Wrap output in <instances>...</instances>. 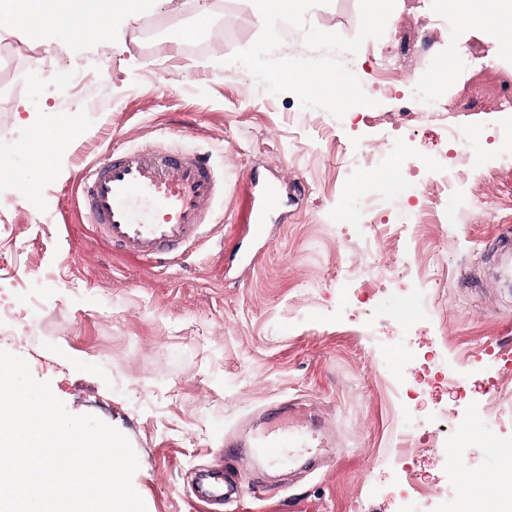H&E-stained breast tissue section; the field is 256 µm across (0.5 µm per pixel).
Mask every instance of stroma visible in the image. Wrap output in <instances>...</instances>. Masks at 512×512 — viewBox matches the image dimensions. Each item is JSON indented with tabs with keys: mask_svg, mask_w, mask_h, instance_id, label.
Wrapping results in <instances>:
<instances>
[{
	"mask_svg": "<svg viewBox=\"0 0 512 512\" xmlns=\"http://www.w3.org/2000/svg\"><path fill=\"white\" fill-rule=\"evenodd\" d=\"M412 0H297L294 15L267 32L255 0H184L181 12L113 20L106 45L60 42L44 33L48 62L33 63L25 32L0 37L13 57L0 89V290L12 315L0 350L24 358L74 415L119 429L139 460L132 482L146 512H196L192 484L203 471L239 469L244 498L208 512H399L409 493L420 512H462L469 477L499 512L512 503V288L498 270L500 239L512 240V112L494 108L512 84V52L486 71L454 67L444 84L459 103L474 165L457 192L440 193L425 223L396 224L374 253L401 274L371 299L345 280L362 243L349 214L364 197L415 202L417 162L452 160L448 115L425 111L426 83L466 43L506 40L471 24L447 41L423 31L402 37ZM214 23L211 50L148 46L159 26ZM412 70L395 96L369 91L368 56L389 48ZM112 62L109 73L73 87L75 70ZM328 69L347 84L345 107L272 84L271 73ZM80 114V134L36 168L23 121L52 126ZM209 152L224 172L212 224L181 264L159 267L114 252L81 215V167L115 148L151 145ZM401 143L415 162L392 191L372 179L374 148ZM362 193H351L354 183ZM269 183L283 196L263 235L251 230L254 198ZM37 187V194L25 191ZM429 312L408 314L420 282ZM37 288L40 308L23 298ZM458 389L426 382L438 357ZM413 387L410 411L426 440L402 443L396 383ZM313 405L336 429L328 448H288L275 462L243 465L224 455V435L260 407Z\"/></svg>",
	"mask_w": 512,
	"mask_h": 512,
	"instance_id": "obj_1",
	"label": "stroma"
}]
</instances>
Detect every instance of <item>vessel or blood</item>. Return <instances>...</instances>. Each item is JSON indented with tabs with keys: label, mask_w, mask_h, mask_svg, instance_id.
I'll return each instance as SVG.
<instances>
[{
	"label": "vessel or blood",
	"mask_w": 512,
	"mask_h": 512,
	"mask_svg": "<svg viewBox=\"0 0 512 512\" xmlns=\"http://www.w3.org/2000/svg\"><path fill=\"white\" fill-rule=\"evenodd\" d=\"M82 206L89 223L120 251L154 259L181 256L209 224L219 193V181L207 156L193 150L164 147L122 148L84 167L78 177ZM281 190H262L256 223H265L280 204ZM308 437L303 416L289 418L252 441L226 437L225 447L252 446L271 461L283 449L302 447Z\"/></svg>",
	"instance_id": "vessel-or-blood-1"
}]
</instances>
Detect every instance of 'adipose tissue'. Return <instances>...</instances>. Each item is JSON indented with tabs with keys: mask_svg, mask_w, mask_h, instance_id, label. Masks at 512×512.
Masks as SVG:
<instances>
[{
	"mask_svg": "<svg viewBox=\"0 0 512 512\" xmlns=\"http://www.w3.org/2000/svg\"><path fill=\"white\" fill-rule=\"evenodd\" d=\"M177 11L181 0H0V33L12 35L20 30L35 33L52 29L62 37L97 39L110 19L138 20L158 6ZM277 84L301 88L310 96L332 97L341 92L343 82L332 71L288 70L272 74Z\"/></svg>",
	"mask_w": 512,
	"mask_h": 512,
	"instance_id": "ef3b65f1",
	"label": "adipose tissue"
}]
</instances>
